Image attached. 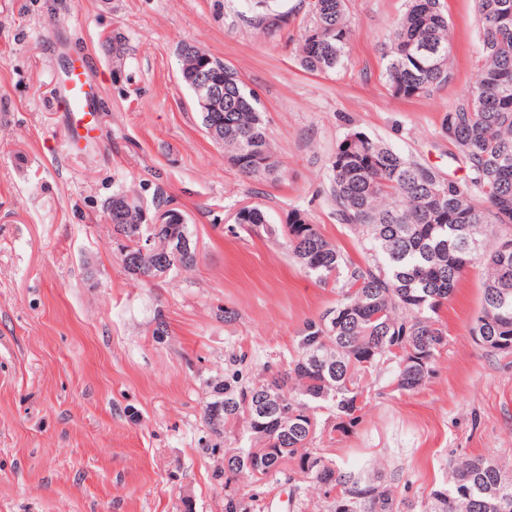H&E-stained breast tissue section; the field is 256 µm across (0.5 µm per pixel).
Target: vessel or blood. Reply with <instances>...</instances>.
<instances>
[{
	"instance_id": "obj_1",
	"label": "vessel or blood",
	"mask_w": 512,
	"mask_h": 512,
	"mask_svg": "<svg viewBox=\"0 0 512 512\" xmlns=\"http://www.w3.org/2000/svg\"><path fill=\"white\" fill-rule=\"evenodd\" d=\"M55 93L67 114L73 135L80 138L89 135L100 96L88 77L83 55L76 53L69 57Z\"/></svg>"
}]
</instances>
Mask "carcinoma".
<instances>
[{
    "label": "carcinoma",
    "mask_w": 512,
    "mask_h": 512,
    "mask_svg": "<svg viewBox=\"0 0 512 512\" xmlns=\"http://www.w3.org/2000/svg\"><path fill=\"white\" fill-rule=\"evenodd\" d=\"M246 21L273 38L281 28L266 23L278 15L271 0H245ZM312 19L299 41L297 56L307 72L335 69L346 57L353 30L344 0H311ZM482 66L466 98L445 113L441 132L468 165L470 183L443 177L435 169L395 152L363 130L352 127L330 159L331 192L337 217L366 232L374 264L350 271L336 306L306 321L298 356L288 369L270 371L248 384L212 385V403L224 405L223 438L241 422L264 442L262 448H227L224 512H248L250 505L231 484L251 468L265 475H287L295 489L310 483L330 499V512H394V498L375 477L360 478L307 448L317 428V410L326 405L348 422L357 421V379L391 360V349L407 347L422 361L397 364L396 385L414 391L433 372L436 354L447 343L439 312L466 271L486 270L482 306L469 329L479 345L512 353V233L493 236L489 226H512V0H476ZM207 50L195 43L179 49L180 69L194 68L205 81L224 85V102L201 112L203 128L223 124L216 144L224 158L248 179L280 177L265 113L257 94L221 60L203 66ZM452 38L441 0H407V8L385 43L386 82L396 98L420 97L448 84ZM158 186L143 202L124 191L112 194V235L124 269L150 282L148 269L135 262L146 227L143 213L170 207ZM237 224H266L265 212L252 206L237 212ZM281 235L300 267L327 285L344 265L340 251L309 221L307 213H288ZM166 270L197 264L196 242ZM298 458L300 477L280 467L278 449ZM431 512H512V473L497 460L464 457L451 480L431 493Z\"/></svg>",
    "instance_id": "carcinoma-1"
}]
</instances>
